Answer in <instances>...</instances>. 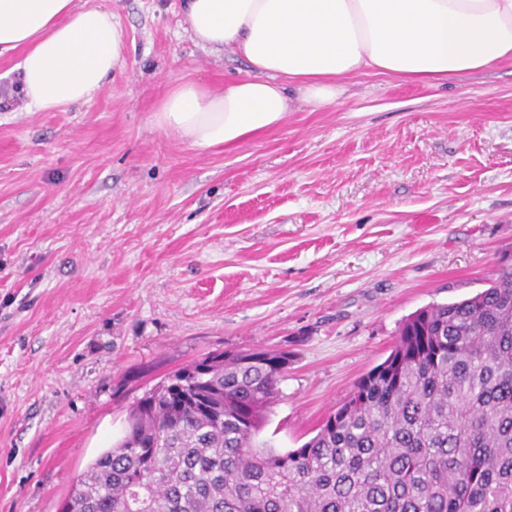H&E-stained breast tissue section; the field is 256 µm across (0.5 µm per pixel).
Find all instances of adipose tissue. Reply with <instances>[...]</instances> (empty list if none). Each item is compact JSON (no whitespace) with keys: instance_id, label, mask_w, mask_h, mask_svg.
<instances>
[{"instance_id":"1","label":"adipose tissue","mask_w":512,"mask_h":512,"mask_svg":"<svg viewBox=\"0 0 512 512\" xmlns=\"http://www.w3.org/2000/svg\"><path fill=\"white\" fill-rule=\"evenodd\" d=\"M198 43L230 47L246 76L179 80L154 125L207 151L279 125L297 106L336 105L366 70L423 86L512 63V0H184ZM19 51L29 109L89 101L123 64L110 11L75 0H0V54Z\"/></svg>"}]
</instances>
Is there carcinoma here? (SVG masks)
<instances>
[{
  "mask_svg": "<svg viewBox=\"0 0 512 512\" xmlns=\"http://www.w3.org/2000/svg\"><path fill=\"white\" fill-rule=\"evenodd\" d=\"M286 350L212 354L150 389L62 512H512V265L403 323L301 447L258 440Z\"/></svg>",
  "mask_w": 512,
  "mask_h": 512,
  "instance_id": "obj_1",
  "label": "carcinoma"
}]
</instances>
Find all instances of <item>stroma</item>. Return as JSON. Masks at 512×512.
Listing matches in <instances>:
<instances>
[{
    "label": "stroma",
    "instance_id": "obj_1",
    "mask_svg": "<svg viewBox=\"0 0 512 512\" xmlns=\"http://www.w3.org/2000/svg\"><path fill=\"white\" fill-rule=\"evenodd\" d=\"M125 63L33 112L0 57V512H59L131 406L222 351L291 354L260 440L313 437L406 317L512 264V66L422 87L371 72L340 106L201 152L151 121L169 86L244 76L181 0H95Z\"/></svg>",
    "mask_w": 512,
    "mask_h": 512
}]
</instances>
